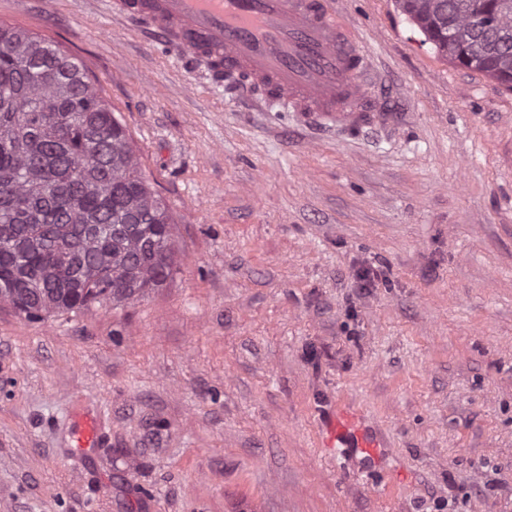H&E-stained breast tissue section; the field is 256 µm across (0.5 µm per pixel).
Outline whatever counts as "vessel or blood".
Segmentation results:
<instances>
[{
    "label": "vessel or blood",
    "mask_w": 512,
    "mask_h": 512,
    "mask_svg": "<svg viewBox=\"0 0 512 512\" xmlns=\"http://www.w3.org/2000/svg\"><path fill=\"white\" fill-rule=\"evenodd\" d=\"M113 17L132 19L184 64H204L231 97L271 89L259 111L278 105L319 131L372 129L387 113L370 95L373 63L330 0H108ZM330 441L346 440L374 458L379 444L358 413L337 410ZM98 417L72 429L75 447L99 442Z\"/></svg>",
    "instance_id": "vessel-or-blood-1"
}]
</instances>
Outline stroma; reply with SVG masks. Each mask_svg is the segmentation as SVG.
Instances as JSON below:
<instances>
[{
  "label": "stroma",
  "mask_w": 512,
  "mask_h": 512,
  "mask_svg": "<svg viewBox=\"0 0 512 512\" xmlns=\"http://www.w3.org/2000/svg\"><path fill=\"white\" fill-rule=\"evenodd\" d=\"M339 8L393 125L312 145L105 0H0L96 80L179 267L42 322L0 302V512H512V90L396 0ZM340 407L377 460L324 448ZM101 423L97 416L85 415L72 429L74 448H95L98 445Z\"/></svg>",
  "instance_id": "obj_1"
}]
</instances>
